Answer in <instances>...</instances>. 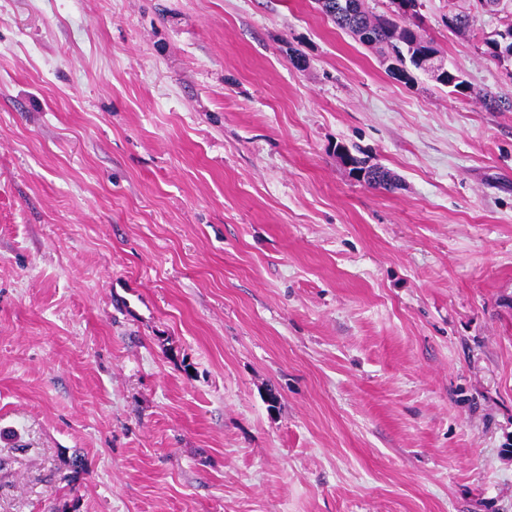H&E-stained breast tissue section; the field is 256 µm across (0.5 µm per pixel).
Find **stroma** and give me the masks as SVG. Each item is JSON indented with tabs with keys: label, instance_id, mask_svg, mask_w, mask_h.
<instances>
[{
	"label": "stroma",
	"instance_id": "stroma-1",
	"mask_svg": "<svg viewBox=\"0 0 512 512\" xmlns=\"http://www.w3.org/2000/svg\"><path fill=\"white\" fill-rule=\"evenodd\" d=\"M469 5L418 6L460 96L317 0H0V512H512V16Z\"/></svg>",
	"mask_w": 512,
	"mask_h": 512
}]
</instances>
